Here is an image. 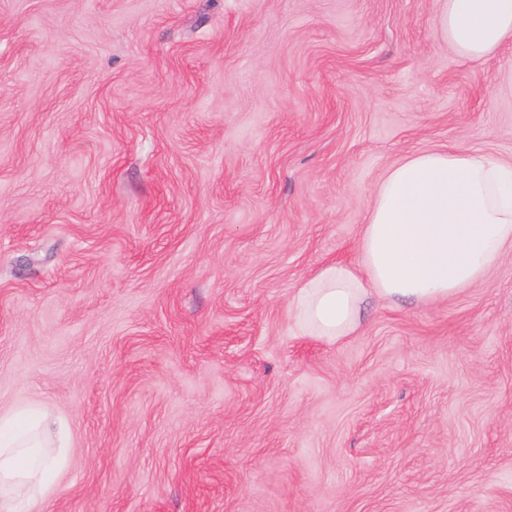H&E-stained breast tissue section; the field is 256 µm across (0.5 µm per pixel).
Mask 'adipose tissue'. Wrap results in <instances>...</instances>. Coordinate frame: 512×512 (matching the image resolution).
<instances>
[{
  "mask_svg": "<svg viewBox=\"0 0 512 512\" xmlns=\"http://www.w3.org/2000/svg\"><path fill=\"white\" fill-rule=\"evenodd\" d=\"M439 31L479 60L512 41V0H444ZM512 250V164L451 147L393 165L375 189L359 267L333 264L293 298L301 333L332 341L360 322L366 289L433 303L481 282ZM68 451L62 421L37 408L0 417V512H40Z\"/></svg>",
  "mask_w": 512,
  "mask_h": 512,
  "instance_id": "ef3b65f1",
  "label": "adipose tissue"
}]
</instances>
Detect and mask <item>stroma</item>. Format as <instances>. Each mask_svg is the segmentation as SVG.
Here are the masks:
<instances>
[{"instance_id":"obj_1","label":"stroma","mask_w":512,"mask_h":512,"mask_svg":"<svg viewBox=\"0 0 512 512\" xmlns=\"http://www.w3.org/2000/svg\"><path fill=\"white\" fill-rule=\"evenodd\" d=\"M442 0H0V415L71 449L42 512H512V251L435 304L355 266L391 166L512 163V42ZM439 31L455 55L479 60L512 41V0H443Z\"/></svg>"}]
</instances>
